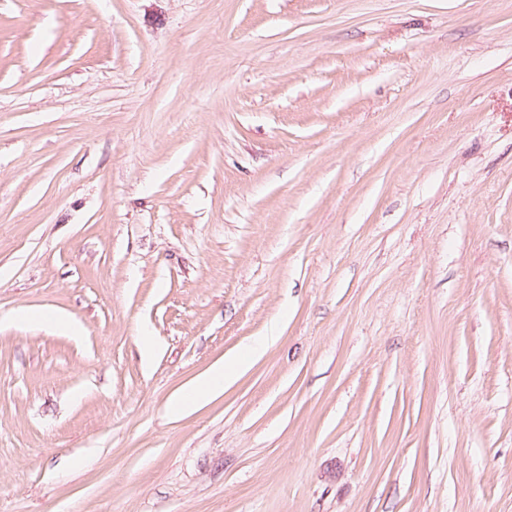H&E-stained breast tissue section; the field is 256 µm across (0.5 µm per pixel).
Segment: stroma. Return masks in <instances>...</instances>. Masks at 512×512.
I'll return each mask as SVG.
<instances>
[{"label": "stroma", "mask_w": 512, "mask_h": 512, "mask_svg": "<svg viewBox=\"0 0 512 512\" xmlns=\"http://www.w3.org/2000/svg\"><path fill=\"white\" fill-rule=\"evenodd\" d=\"M0 512H512V0H0ZM272 341V337L266 336L248 349L247 357L216 361L170 399L169 409L184 416L201 408L222 394L224 386L232 384L240 374L244 373L252 361L261 356L267 344Z\"/></svg>", "instance_id": "1"}]
</instances>
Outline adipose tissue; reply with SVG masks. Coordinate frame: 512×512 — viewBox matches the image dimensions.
Segmentation results:
<instances>
[{"mask_svg":"<svg viewBox=\"0 0 512 512\" xmlns=\"http://www.w3.org/2000/svg\"><path fill=\"white\" fill-rule=\"evenodd\" d=\"M266 346V341L262 340L249 348L247 356L230 361H216L170 399V410L184 416L201 408L222 394L225 386L232 384L240 374L244 373L253 359L262 355Z\"/></svg>","mask_w":512,"mask_h":512,"instance_id":"1","label":"adipose tissue"}]
</instances>
